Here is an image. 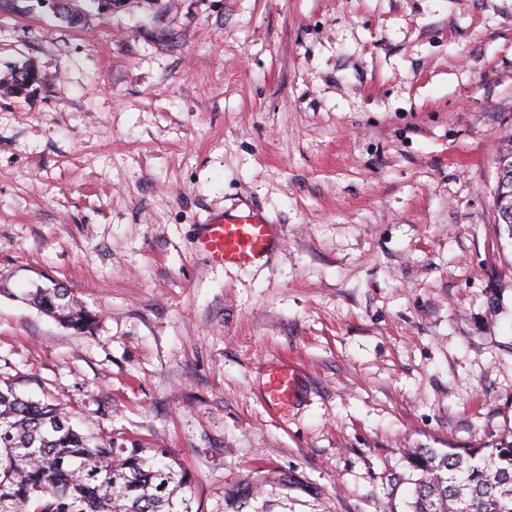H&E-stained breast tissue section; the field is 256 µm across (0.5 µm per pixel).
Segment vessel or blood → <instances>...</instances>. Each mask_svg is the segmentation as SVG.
I'll use <instances>...</instances> for the list:
<instances>
[{
  "label": "vessel or blood",
  "mask_w": 512,
  "mask_h": 512,
  "mask_svg": "<svg viewBox=\"0 0 512 512\" xmlns=\"http://www.w3.org/2000/svg\"><path fill=\"white\" fill-rule=\"evenodd\" d=\"M278 238L276 225L262 212L248 209L203 225L198 246L214 262L247 267L267 257Z\"/></svg>",
  "instance_id": "b4317fda"
}]
</instances>
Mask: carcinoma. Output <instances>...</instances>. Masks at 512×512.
<instances>
[{
    "label": "carcinoma",
    "instance_id": "obj_1",
    "mask_svg": "<svg viewBox=\"0 0 512 512\" xmlns=\"http://www.w3.org/2000/svg\"><path fill=\"white\" fill-rule=\"evenodd\" d=\"M45 81L32 63L0 79V92L22 95ZM495 207L512 224V144L499 155ZM76 332L95 316L68 288L25 297ZM418 470L410 512H512V444L500 448H409ZM184 474L138 443L116 447L93 436L53 405L0 387V512H189Z\"/></svg>",
    "mask_w": 512,
    "mask_h": 512
}]
</instances>
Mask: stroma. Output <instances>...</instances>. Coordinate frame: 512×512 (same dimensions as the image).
I'll use <instances>...</instances> for the list:
<instances>
[{"instance_id": "35a3bbf8", "label": "stroma", "mask_w": 512, "mask_h": 512, "mask_svg": "<svg viewBox=\"0 0 512 512\" xmlns=\"http://www.w3.org/2000/svg\"><path fill=\"white\" fill-rule=\"evenodd\" d=\"M77 6L0 0V77H46L0 95V381L189 512H409L405 449L512 442V0ZM246 206L281 244L212 262ZM57 284L93 333L13 297ZM46 80L41 71L32 63L25 62L14 67L7 78L0 79L1 94L22 95L30 87ZM512 140H508L505 149L499 155L498 169L502 170L503 177L499 176L495 193V207L503 224H512ZM278 238L275 224L262 212L248 209L203 224L197 242L213 262L247 267L267 257Z\"/></svg>"}]
</instances>
